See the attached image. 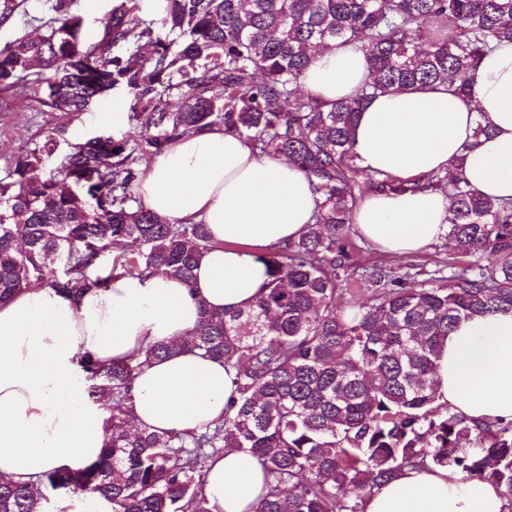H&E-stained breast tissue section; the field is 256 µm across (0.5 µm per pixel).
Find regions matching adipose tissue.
Instances as JSON below:
<instances>
[{
  "label": "adipose tissue",
  "instance_id": "adipose-tissue-1",
  "mask_svg": "<svg viewBox=\"0 0 512 512\" xmlns=\"http://www.w3.org/2000/svg\"><path fill=\"white\" fill-rule=\"evenodd\" d=\"M369 69L358 46L318 50L302 80L306 94L349 98ZM460 94L433 86L380 94L365 102L352 151L365 172L406 180L465 156L471 186L512 199V42L497 45ZM489 135L475 137L477 123ZM138 204L182 224L206 225L208 251L191 283L124 276L72 298L41 285L0 304V479L38 481L50 470L96 463L106 414L87 391L81 360H129L146 347L189 338L202 311L221 315L254 306L269 280L256 252L298 239L316 208L311 184L284 158L256 156L248 142L215 126L173 138L142 168ZM450 200L425 188L372 194L353 214L356 230L381 252L421 251L448 232ZM235 375L223 361L187 348L143 366L134 380L136 423L157 431L200 428L219 419ZM436 402L482 423L512 421V312L461 321L436 360ZM206 495L219 512H250L265 492L261 465L227 449L207 459ZM362 512H512L489 482L462 479L451 466L407 468L374 488Z\"/></svg>",
  "mask_w": 512,
  "mask_h": 512
}]
</instances>
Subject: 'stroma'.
<instances>
[{"instance_id":"obj_1","label":"stroma","mask_w":512,"mask_h":512,"mask_svg":"<svg viewBox=\"0 0 512 512\" xmlns=\"http://www.w3.org/2000/svg\"><path fill=\"white\" fill-rule=\"evenodd\" d=\"M51 5L52 0H27L24 8L0 24V46L21 36L31 39L44 36L53 16ZM40 97L32 83L22 93L0 90V180L7 179L9 163L15 156L44 144H54L56 151L62 152L93 136L105 135L118 140L138 135L145 129V116L135 97L120 87L76 117L47 111ZM107 103L118 112L117 120L101 119V110ZM350 260L360 265L390 267L400 273L410 268L426 277L446 264L460 262L461 257L451 241L444 240L419 253L393 258L358 236Z\"/></svg>"}]
</instances>
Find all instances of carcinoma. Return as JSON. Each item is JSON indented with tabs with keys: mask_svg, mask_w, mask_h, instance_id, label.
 Listing matches in <instances>:
<instances>
[{
	"mask_svg": "<svg viewBox=\"0 0 512 512\" xmlns=\"http://www.w3.org/2000/svg\"><path fill=\"white\" fill-rule=\"evenodd\" d=\"M161 37L123 0L93 32L56 0L44 38L0 48V88L37 70L42 104L67 116L117 85L134 94L155 133L95 136L54 158L34 149L0 180V302L35 281L76 296L114 277L191 281L215 247L203 224H178L134 205L136 166L177 135L219 125L253 151L286 157L318 195L314 223L269 249L266 292L247 311L203 312L191 345L235 371L237 397L200 431L135 423L133 383L178 339L138 358L83 363L108 412L99 461L53 469L37 483L0 479V512H34L50 489L112 500L114 512H216L202 463L226 448L251 453L267 479L251 512H360L359 500L405 467L453 466L494 484L512 504V424L478 425L436 404L438 351L463 319L512 311V204L472 189L464 158L424 178L364 173L351 134L365 101L416 86L464 94L495 44L512 41V0H165ZM151 50L125 54L118 46ZM354 42L369 76L329 103L298 92L319 48ZM178 83H173L174 78ZM221 87V96L210 94ZM180 102L158 111L172 86ZM435 188L452 199L448 238L470 261L447 277L415 280L350 262L353 211L370 193ZM371 296L356 298L362 288Z\"/></svg>",
	"mask_w": 512,
	"mask_h": 512,
	"instance_id": "cac0c4a2",
	"label": "carcinoma"
}]
</instances>
